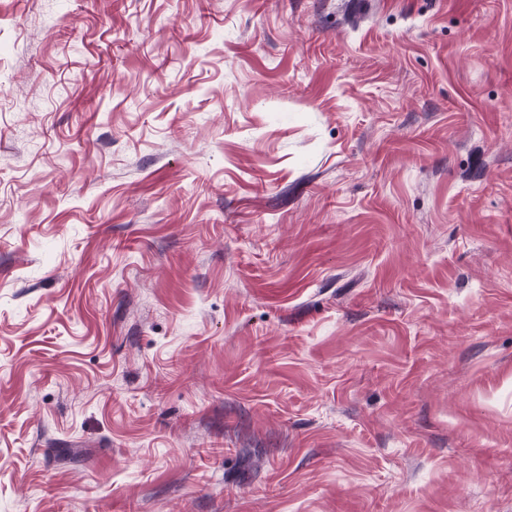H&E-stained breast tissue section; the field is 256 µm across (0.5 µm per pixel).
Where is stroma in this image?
Here are the masks:
<instances>
[{"label":"stroma","instance_id":"obj_1","mask_svg":"<svg viewBox=\"0 0 512 512\" xmlns=\"http://www.w3.org/2000/svg\"><path fill=\"white\" fill-rule=\"evenodd\" d=\"M0 512H512V0H0Z\"/></svg>","mask_w":512,"mask_h":512}]
</instances>
